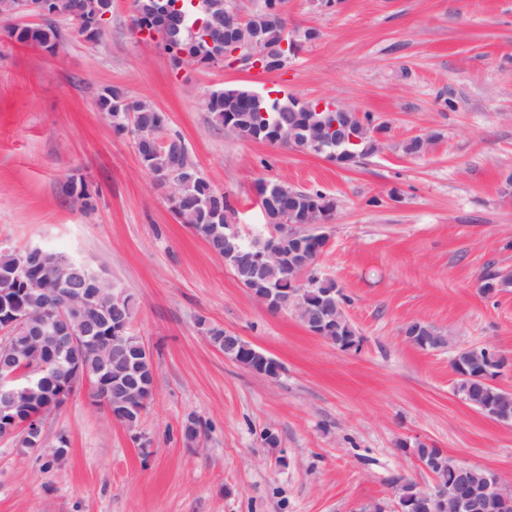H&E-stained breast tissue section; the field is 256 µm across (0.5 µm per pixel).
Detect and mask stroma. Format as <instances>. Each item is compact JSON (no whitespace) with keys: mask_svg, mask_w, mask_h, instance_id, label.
Wrapping results in <instances>:
<instances>
[{"mask_svg":"<svg viewBox=\"0 0 512 512\" xmlns=\"http://www.w3.org/2000/svg\"><path fill=\"white\" fill-rule=\"evenodd\" d=\"M300 47L275 72L224 62L175 69L134 33L117 0L101 38L71 25L55 53L15 43L0 21V246H40L85 262L132 295L131 332L154 354V390L136 430L76 391L44 421L39 450L0 439V512H394L399 482L428 490L419 441L499 473L512 493V423L457 390V350L512 353V0H283ZM315 40H304L306 30ZM115 86L150 102L184 139L242 237L266 233L258 182L319 191L335 209L313 225L322 274L347 296L362 345L343 352L292 312H273L170 209L133 133L96 106ZM247 87L335 101L384 125L378 150L343 167L225 134L211 92ZM428 139L425 153L403 146ZM96 195L73 201L69 180ZM275 359L277 380L225 358L199 320ZM424 321L447 349L412 345ZM201 423L196 444L182 427ZM277 435L268 445L265 432ZM150 437L142 452L134 433ZM70 441L64 465L51 454Z\"/></svg>","mask_w":512,"mask_h":512,"instance_id":"stroma-1","label":"stroma"}]
</instances>
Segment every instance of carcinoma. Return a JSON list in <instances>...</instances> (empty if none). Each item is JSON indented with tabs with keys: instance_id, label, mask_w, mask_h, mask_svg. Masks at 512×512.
Returning a JSON list of instances; mask_svg holds the SVG:
<instances>
[{
	"instance_id": "carcinoma-1",
	"label": "carcinoma",
	"mask_w": 512,
	"mask_h": 512,
	"mask_svg": "<svg viewBox=\"0 0 512 512\" xmlns=\"http://www.w3.org/2000/svg\"><path fill=\"white\" fill-rule=\"evenodd\" d=\"M181 2V12L185 14L181 39L162 44L169 57H175L183 47L190 44L204 58L214 64L224 62V40L217 39L209 31L210 16L231 9L228 0H170L171 3ZM139 4L140 16H132L134 30L143 29L144 22L152 16L164 0H136ZM104 0H55V13L43 17L40 26L10 27V34L17 42L35 45L42 50L53 53L63 41L64 32L56 24V18L62 17L79 26L81 19L86 16L100 15ZM247 24L257 33L261 47L273 48L288 38L285 21L274 23L269 20L266 11H261L247 19ZM246 88L220 89L214 91L208 100L207 109L213 122L224 125V115L231 113L240 132L246 138L280 144L305 153L313 152L311 143L307 140L306 128L311 127L317 132V137L323 139L328 149L339 154V160L360 161L376 148L373 132L376 126L370 114L356 113L343 109L341 111L300 112L293 99H265L264 107L267 114L254 109L243 110L241 102L246 99ZM99 111L109 119L112 129L117 134L132 132L139 134L145 126L162 125L165 123L164 114L150 103L135 99L116 87H106L98 94L96 100ZM171 146H157L136 140V150L139 160L145 170L153 175L183 166L189 150L184 139L173 134L169 137ZM68 193L74 196L86 208L94 207V199L85 184L74 182L67 185ZM290 199L272 206V216L286 207L291 210L288 221L292 224H305L308 211L313 208L323 213H332L333 201L319 191H296L289 193ZM234 213V209L226 194L213 188L200 170L185 171V183L181 190L176 217L181 223L191 228L204 239L209 249L224 256V232H226V214ZM19 251L6 248L0 249V286L14 288V295L29 307L40 308L51 297L55 288L52 274H45L42 280L32 283L15 282L11 279ZM319 254L311 255V267L304 276L309 288H302L294 283L299 277L297 269L290 260L286 259L278 265L265 266L259 270H249L237 264L234 258L226 259L239 281L250 291L258 294L268 291L275 292L277 297L276 309L286 310L295 305V299L303 298L311 303L323 299L327 295L336 297V283L323 276L318 270ZM99 274L92 269L80 272L71 277L70 286L73 288H90L96 283ZM512 286V276L498 272H488L482 278L481 290L492 293L498 288ZM85 329L87 342L84 343L81 356L85 371L91 381L99 376V361L91 340L102 337L112 330L114 323L112 310H107L99 316L84 315L74 312ZM205 335L209 336L215 348L233 357L243 368L249 371L261 372L269 370L275 360L266 353L256 349L250 351L238 346L241 339L223 328L210 326L205 321H199ZM39 343L44 352L54 359V372L44 380L43 385L33 391L26 400V414L51 410V403L56 400L58 384L69 379V350L59 340L43 336ZM138 360L136 347L129 345L116 351L111 363V405H116L118 392L140 380H151L150 365L141 363V373L135 374L127 367ZM458 392L474 408L487 415H492L498 398V390L490 385L474 383L468 388H460Z\"/></svg>"
}]
</instances>
